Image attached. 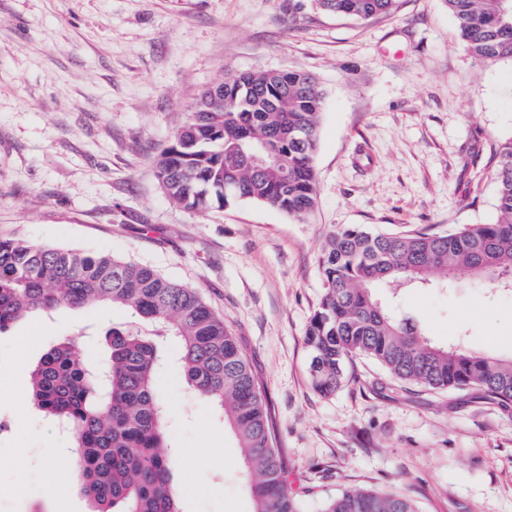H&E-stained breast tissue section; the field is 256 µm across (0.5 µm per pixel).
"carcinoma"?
<instances>
[{
  "mask_svg": "<svg viewBox=\"0 0 512 512\" xmlns=\"http://www.w3.org/2000/svg\"><path fill=\"white\" fill-rule=\"evenodd\" d=\"M397 0H316L336 16L367 20ZM460 46L483 63L512 62V0H444ZM326 92L295 70L243 72L201 93L190 119L157 159L167 197L191 212L243 202L304 219L315 209L314 157ZM496 219L451 232L379 233L360 225L331 234L319 265L324 293L306 330L314 388L333 394L345 365L368 357L393 377L433 389L477 387L512 404V358L431 342L410 316L385 307L374 290L430 284L450 271L512 288V136L493 149ZM107 305L156 328L113 327L102 363L64 337L31 373V402L72 437L82 491L94 512H179L171 474L181 455L167 438L169 408L158 391L160 346L179 344L182 375L210 403L242 451L253 512H304L287 478L247 360L224 319L192 288L105 253L45 246L0 235V334L22 317ZM324 512H419L394 494L348 489Z\"/></svg>",
  "mask_w": 512,
  "mask_h": 512,
  "instance_id": "obj_1",
  "label": "carcinoma"
}]
</instances>
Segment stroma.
Here are the masks:
<instances>
[{
  "instance_id": "1",
  "label": "stroma",
  "mask_w": 512,
  "mask_h": 512,
  "mask_svg": "<svg viewBox=\"0 0 512 512\" xmlns=\"http://www.w3.org/2000/svg\"><path fill=\"white\" fill-rule=\"evenodd\" d=\"M301 3L293 23L292 0H0V234L108 252L197 290L249 362L306 512L349 488L403 495L421 512H512V406L476 387L404 384L364 358L326 396L311 384L305 340L335 230L494 220L512 63L467 54L444 0H398L368 20ZM285 68L326 91L314 212L174 204L155 159L201 90ZM447 281L379 298L435 343L511 357L512 293ZM130 320L118 307L62 308L0 334V512H93L71 440L30 403V372L64 336L105 356L104 333ZM162 352L180 512H252L236 439L185 383L177 343Z\"/></svg>"
}]
</instances>
